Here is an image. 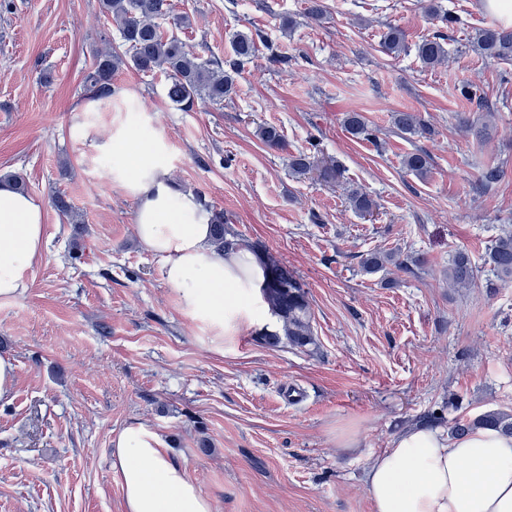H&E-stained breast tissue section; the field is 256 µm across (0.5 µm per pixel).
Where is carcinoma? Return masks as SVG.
I'll list each match as a JSON object with an SVG mask.
<instances>
[{"label": "carcinoma", "instance_id": "carcinoma-1", "mask_svg": "<svg viewBox=\"0 0 512 512\" xmlns=\"http://www.w3.org/2000/svg\"><path fill=\"white\" fill-rule=\"evenodd\" d=\"M100 12L112 17L118 26L124 54L110 47L95 50V64L84 78L85 94L93 100L109 101L113 96V72L123 66L131 67L144 75L160 72L167 79L166 96L181 108L191 109L199 101L221 105L235 93V76L245 64L256 57V37L251 32L237 30L230 36L232 55L225 62L202 58L192 51L176 34L160 31L157 19L163 14L166 0H98ZM381 47L388 55L399 56L408 50L405 33L389 25L382 35ZM469 48L489 60H512V30L491 25L479 28L470 39ZM416 54L426 67H434L448 57L447 36L437 31L423 38L416 45ZM394 126L405 134L431 136L434 130L414 112H396ZM348 133L356 138L374 139V129L360 112H348L343 119ZM256 134L269 147L280 149L284 141L280 131L272 125H260ZM404 168L417 175L429 172L430 157L422 151L408 153L403 159ZM289 168L297 175H305L314 168V157L304 150L290 155ZM505 176L503 166L490 165L481 170L475 189L485 193L493 189ZM349 203L358 214L370 212L374 207L368 194L354 189L349 193ZM215 241L224 246L238 240L225 223L224 212L212 211ZM421 265L424 259L401 258L399 252L370 253L361 261V269L373 274L388 265L398 268L408 263ZM487 264L502 282H512V231H503L487 251ZM477 269L468 253L457 250L448 263V286L465 289L473 286ZM266 299L271 311L282 322L281 331L264 334L265 344L278 347L283 343L306 351L315 345L311 324V308L307 292L287 267L280 272L267 273ZM479 427H492L512 435V413L488 411L473 419L454 422L453 431L464 435Z\"/></svg>", "mask_w": 512, "mask_h": 512}]
</instances>
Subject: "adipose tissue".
I'll return each mask as SVG.
<instances>
[{
    "label": "adipose tissue",
    "mask_w": 512,
    "mask_h": 512,
    "mask_svg": "<svg viewBox=\"0 0 512 512\" xmlns=\"http://www.w3.org/2000/svg\"><path fill=\"white\" fill-rule=\"evenodd\" d=\"M126 164L114 175L135 199V235L158 262L180 312L209 331L223 355L250 333L276 331L264 296L266 271L251 247L219 249L199 195L174 183L163 147L135 130L121 136ZM45 245L44 206L0 181V300L21 296ZM112 471L125 512H213L163 436L149 423L127 425L112 440ZM372 512H512V437L480 428L459 438L412 426L370 460Z\"/></svg>",
    "instance_id": "obj_1"
}]
</instances>
